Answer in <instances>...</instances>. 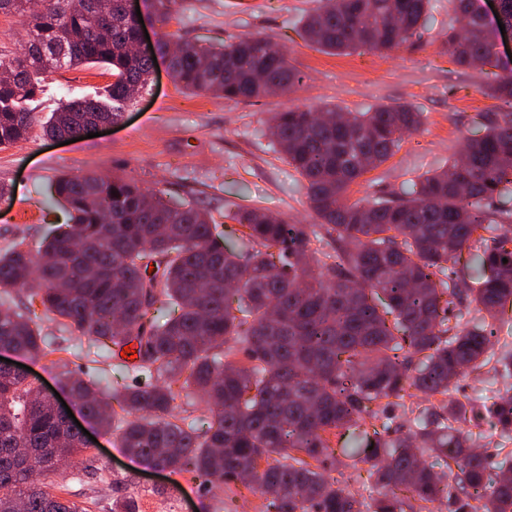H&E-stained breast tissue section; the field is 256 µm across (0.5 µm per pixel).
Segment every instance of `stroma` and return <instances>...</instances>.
<instances>
[{
  "mask_svg": "<svg viewBox=\"0 0 512 512\" xmlns=\"http://www.w3.org/2000/svg\"><path fill=\"white\" fill-rule=\"evenodd\" d=\"M319 0H184L171 22L143 10L150 38L164 33L206 49H217L241 37H266L282 46L289 62L302 71L299 89L262 99L229 101L191 96L180 90L158 56L144 97L130 105L109 133L68 145L45 137L40 124L63 99L91 98L111 77L104 69L82 66L47 75L44 93L34 105L38 123L27 141L0 149V184L11 194L0 199V251L16 238L39 244L47 230L68 221L64 207L49 194L62 174L96 172L126 176L144 188L165 192L174 201L207 209L219 231L238 225L227 210H263L312 223L307 183L283 159L268 134L274 113L293 106L335 105L347 112H367L381 105L406 103L422 114L417 132L403 137L384 163L351 185L347 198H377L400 190L403 182L447 167L466 140L485 134L495 100L483 95L492 74L463 68L443 49V33L453 16L450 0H430L428 20L419 41L378 52L363 47L328 54L302 36L305 14ZM53 351L24 358L47 393L67 396V376L94 374L97 387L111 393L126 383L118 360L101 340L82 336L58 320L43 321ZM94 441L83 456L52 475L67 499L90 512H111L112 478L134 475L144 512H260V498L244 484L205 491L188 475L137 467L120 452L117 433L89 429ZM166 495H157V488Z\"/></svg>",
  "mask_w": 512,
  "mask_h": 512,
  "instance_id": "1",
  "label": "stroma"
}]
</instances>
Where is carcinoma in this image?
<instances>
[{"mask_svg":"<svg viewBox=\"0 0 512 512\" xmlns=\"http://www.w3.org/2000/svg\"><path fill=\"white\" fill-rule=\"evenodd\" d=\"M25 2L0 0V14L26 18L28 30L20 53L0 57V149L28 139L36 116L27 103L52 71L101 65L112 81L107 104L61 102L45 136L118 121L153 68L132 50L139 22L127 0H42L37 13ZM429 2L327 0L307 16L304 36L332 53L389 50L421 38ZM451 2L466 30L448 26V55L498 71L483 93L511 108L492 113L461 158L401 194L348 203V187L418 130L421 113L405 103L321 119L300 106L278 112L270 136L307 181L316 223L235 212L227 218L246 232L229 243L195 204H171L133 180L62 176L53 190L70 223L37 248L22 240L0 253V297H29L25 311L0 313V349L47 350L44 315L105 339L115 356L134 346L137 378L112 398L69 379L86 417L119 432L128 456L204 488L253 473L246 486L264 500L262 512H433L437 503L512 512V477L490 478L502 462L472 449L474 433L461 426L468 410L453 398L460 379L490 358L512 304V62L491 53L494 31L476 0ZM169 42L163 35L157 52L191 93L252 100L304 79L264 39L211 52L182 40L170 56ZM327 237L334 251L311 249ZM465 254L478 266L472 280L460 267ZM464 304L480 317L461 323ZM417 391L430 406L392 437L390 411L407 415ZM182 392L206 399V430L177 412ZM486 414L512 435V396ZM343 430L360 431L371 462L359 494L325 476ZM87 451L38 385L0 366V512H88L32 480ZM426 455L446 457L447 469L434 471ZM132 484L112 477V512H143Z\"/></svg>","mask_w":512,"mask_h":512,"instance_id":"carcinoma-1","label":"carcinoma"}]
</instances>
